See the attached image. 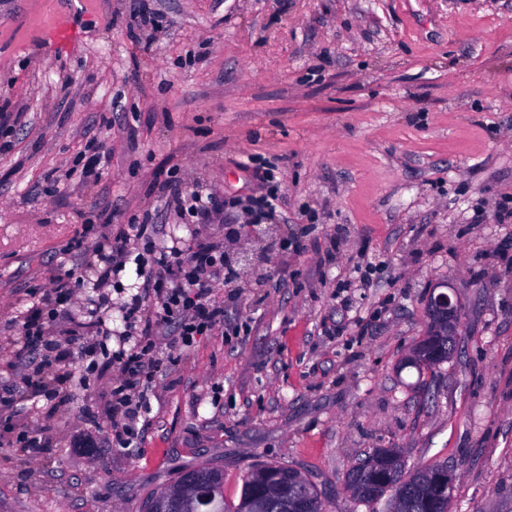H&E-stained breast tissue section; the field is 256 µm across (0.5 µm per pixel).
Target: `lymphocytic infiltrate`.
Returning a JSON list of instances; mask_svg holds the SVG:
<instances>
[{
    "label": "lymphocytic infiltrate",
    "instance_id": "f902f5d3",
    "mask_svg": "<svg viewBox=\"0 0 512 512\" xmlns=\"http://www.w3.org/2000/svg\"><path fill=\"white\" fill-rule=\"evenodd\" d=\"M255 175L269 182L270 188L249 198L248 215L257 224L280 222L283 215L278 190L272 185L273 168L258 165ZM166 205L182 223L196 225L211 223L222 209L202 187L186 192L174 183L169 186ZM118 218V212H101L97 225H84L76 233L67 250L80 257V272L55 276L21 323L23 340L12 351L21 388L0 392V417L18 428L27 445H36L41 436L17 418L18 392L53 399L67 393L75 377L77 355H89L104 329L101 319L74 316L66 304L90 283L96 292V310L111 308L113 278L127 263L131 239L142 241L150 260L137 264L142 293L131 295L121 309L125 347L115 357L119 373L112 383L108 416L113 446L133 447L151 412L148 392L153 378L173 363L174 351H186L198 337L224 324V305L215 300L214 291L232 286L239 273L226 259L223 243L197 232L185 248L160 249L155 239L162 227L155 224L151 213L130 218L123 230L116 227ZM52 321L60 324L58 334H50L47 328Z\"/></svg>",
    "mask_w": 512,
    "mask_h": 512
}]
</instances>
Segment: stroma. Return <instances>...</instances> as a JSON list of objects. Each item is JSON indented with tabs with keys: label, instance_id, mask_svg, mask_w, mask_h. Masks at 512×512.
<instances>
[{
	"label": "stroma",
	"instance_id": "obj_1",
	"mask_svg": "<svg viewBox=\"0 0 512 512\" xmlns=\"http://www.w3.org/2000/svg\"><path fill=\"white\" fill-rule=\"evenodd\" d=\"M130 5L0 0V386L97 211L153 213L179 247L193 229L167 214L168 185L200 184L232 205L204 227L220 240L269 161L284 220L246 241L252 265L215 291L223 328L156 378L134 447L105 444L118 339L70 401L19 395L52 431L27 450L0 421V512H143L205 463L229 507L277 463L323 512H389L345 488L376 448L452 469L450 512H512V0H155L140 30ZM49 27L74 36L48 48ZM94 149L111 159L95 183L79 175ZM440 292L457 350L404 367ZM95 419L99 447H71Z\"/></svg>",
	"mask_w": 512,
	"mask_h": 512
}]
</instances>
